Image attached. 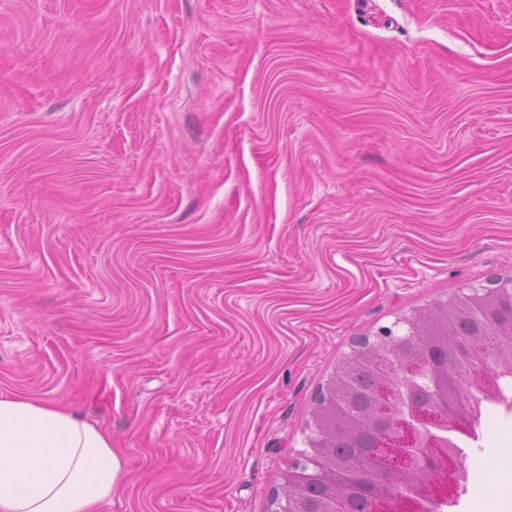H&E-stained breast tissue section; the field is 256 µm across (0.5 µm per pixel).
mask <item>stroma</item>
I'll use <instances>...</instances> for the list:
<instances>
[{
  "instance_id": "obj_1",
  "label": "stroma",
  "mask_w": 512,
  "mask_h": 512,
  "mask_svg": "<svg viewBox=\"0 0 512 512\" xmlns=\"http://www.w3.org/2000/svg\"><path fill=\"white\" fill-rule=\"evenodd\" d=\"M493 274L512 0H0V393L111 435L95 512H268L351 338Z\"/></svg>"
}]
</instances>
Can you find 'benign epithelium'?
Here are the masks:
<instances>
[{"label":"benign epithelium","mask_w":512,"mask_h":512,"mask_svg":"<svg viewBox=\"0 0 512 512\" xmlns=\"http://www.w3.org/2000/svg\"><path fill=\"white\" fill-rule=\"evenodd\" d=\"M473 311L480 313V319L501 337L497 353L501 361L512 365V276L496 277L473 285L462 295L453 294L445 301L400 315L392 325L355 338L340 360L341 368L330 375L314 395L305 423V434L311 439L313 448L306 453L296 454L282 473L280 491L273 496L274 512H279L281 491L286 490L290 496L299 499L305 493L307 484L315 481L325 483L328 496L336 497V462L326 466L323 458L326 449L335 446V443L329 442V431L334 429L336 411L349 412L343 399V384L346 371L357 363L359 356L368 349L385 350L395 343H408L413 345L414 353L411 359L396 366L400 375L413 379L432 367H446L448 362L441 344L417 340L418 323L430 314H444L452 320ZM465 365L473 370L479 369L477 375L464 379L467 395L492 391V383L483 367L482 352L470 351L465 357ZM450 384L451 380L443 377L427 397L415 406L407 421L399 413L393 389L388 384H381L373 390L376 404L372 422L378 427V433L374 436L372 447L364 449L362 456L376 476L367 496L378 505L377 512H431L452 498L464 462L459 455L442 451L446 447L444 440L421 429L423 425L435 428L446 424L460 429L470 428L462 408L448 400ZM414 443L434 449L421 465L426 480L418 502L391 494L392 487L415 467L405 452V448Z\"/></svg>","instance_id":"1"}]
</instances>
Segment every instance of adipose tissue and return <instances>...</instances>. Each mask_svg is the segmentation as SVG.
<instances>
[{
	"instance_id": "1",
	"label": "adipose tissue",
	"mask_w": 512,
	"mask_h": 512,
	"mask_svg": "<svg viewBox=\"0 0 512 512\" xmlns=\"http://www.w3.org/2000/svg\"><path fill=\"white\" fill-rule=\"evenodd\" d=\"M512 448L489 449L471 512H512ZM121 476L112 439L64 408L0 394V512H91Z\"/></svg>"
}]
</instances>
